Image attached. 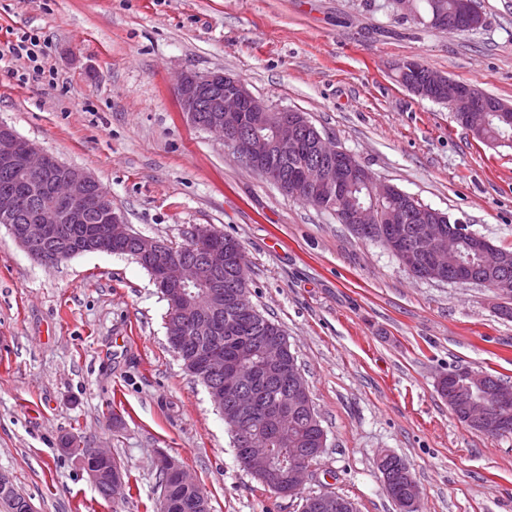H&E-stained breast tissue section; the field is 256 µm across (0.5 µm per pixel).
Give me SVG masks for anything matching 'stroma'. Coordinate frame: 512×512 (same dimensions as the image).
<instances>
[{
    "label": "stroma",
    "instance_id": "35a3bbf8",
    "mask_svg": "<svg viewBox=\"0 0 512 512\" xmlns=\"http://www.w3.org/2000/svg\"><path fill=\"white\" fill-rule=\"evenodd\" d=\"M480 6L482 28L449 34L391 0H0V44L37 34L56 74L23 84L1 66L0 121L91 172L133 232L180 244L197 224L238 240L250 299L285 330L326 434L300 496L275 495L238 465L139 263L87 253L44 265L0 224V473L34 512H113L71 440L120 462L123 512L157 500L160 451L211 512H300L327 491L359 512H397L377 468L386 453L412 472L420 512H512V435L470 430L437 390L456 368L512 382L499 295L412 278L331 211L241 166L174 95L186 70L239 77L377 178L512 247V147L484 145L396 80L399 62L417 60L512 105V0Z\"/></svg>",
    "mask_w": 512,
    "mask_h": 512
}]
</instances>
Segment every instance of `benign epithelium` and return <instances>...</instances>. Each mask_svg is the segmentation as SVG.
<instances>
[{"label": "benign epithelium", "mask_w": 512, "mask_h": 512, "mask_svg": "<svg viewBox=\"0 0 512 512\" xmlns=\"http://www.w3.org/2000/svg\"><path fill=\"white\" fill-rule=\"evenodd\" d=\"M409 91L420 98L448 99V107L462 126L476 139L497 146L484 137L481 121L482 114L495 110L491 98L469 85L456 84L431 68L425 72L422 82L409 86ZM174 93L181 112L192 126L219 138L239 163L265 178L271 177L269 166L274 158L302 150L309 154L313 159L309 168L288 181L279 180V184L295 188L317 208L328 207L341 224L381 225L382 241L409 273H415L423 260V275L429 281L478 283L505 297L512 294V280L508 277L512 253L502 252L485 238L469 232L488 267L498 271V277L491 282L472 278L463 253L455 244L460 225H443V213L428 206L420 208L413 222L422 228L412 236L401 211L384 213L373 202L356 204L348 200L347 189L353 184L367 188L374 198L397 197L400 191L377 180L354 155L336 146L303 113L270 109L241 79L221 71H185L179 75ZM0 168L20 169L24 173L19 185L0 193V222L7 226L14 241L35 259L43 257V247L59 234V225H83L90 214L105 213L103 223L72 246L68 255L132 249L167 299L168 342L177 356L183 355L190 339L191 326L184 318V309L191 286L214 279L231 263L240 292L229 305L239 309L252 307L245 258L230 260L224 253L221 233L214 229L190 227L187 241L208 239L211 246L199 263L185 267L171 245L132 232L121 212L99 200L93 193L97 183L93 175L22 139L3 122H0ZM22 210L28 211L27 223H13L15 214ZM287 353L286 341H269L261 349L255 379L275 389L273 406L263 412L259 411L256 391L242 385L237 364L224 359L222 351L214 350L200 362L185 364V368L213 384L209 388L210 397L234 436L240 466L274 494L292 498L298 495L309 475L310 459L325 448L326 436H320L317 448L291 449L288 464L275 466L264 431L251 428L252 424L260 423L279 431L288 420L310 408L308 385L296 362L288 360ZM484 378L482 371L453 369L439 378L438 386L447 387L448 401L456 404L461 385H476L478 392L466 398L464 415L483 434L498 438L512 432V421L499 415L501 407L512 402V384H502L490 393ZM82 465L95 485L105 483L112 488V502L122 501L125 473L119 463L112 461L110 452L90 448ZM379 465L384 486L402 501L399 512H414L420 490L409 468L391 454L381 456ZM156 466L176 483L197 486L186 468L164 454L157 457ZM305 510L357 512L352 501L331 496L310 500Z\"/></svg>", "instance_id": "7a95c632"}]
</instances>
